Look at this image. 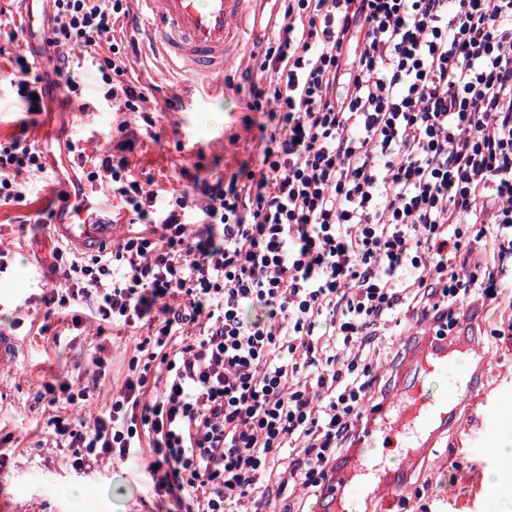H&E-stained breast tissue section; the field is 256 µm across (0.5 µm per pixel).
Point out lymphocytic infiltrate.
<instances>
[{
  "label": "lymphocytic infiltrate",
  "instance_id": "1",
  "mask_svg": "<svg viewBox=\"0 0 512 512\" xmlns=\"http://www.w3.org/2000/svg\"><path fill=\"white\" fill-rule=\"evenodd\" d=\"M283 2L247 104L263 116L251 159L161 196L101 157L87 180L135 228L85 260L57 251L45 297L77 331L146 328L109 406L57 417L52 437L78 474L143 467L179 512L319 499L383 396L380 339L409 320L452 335L477 294L500 311L491 337L512 331V0ZM128 13L54 0L49 76L12 60L27 114L51 83L88 109L77 48L105 101L144 111L113 41ZM44 167L35 144L0 140V205Z\"/></svg>",
  "mask_w": 512,
  "mask_h": 512
}]
</instances>
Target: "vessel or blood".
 I'll use <instances>...</instances> for the list:
<instances>
[{
    "mask_svg": "<svg viewBox=\"0 0 512 512\" xmlns=\"http://www.w3.org/2000/svg\"><path fill=\"white\" fill-rule=\"evenodd\" d=\"M26 30L50 35L53 0H16ZM268 0H137L143 34L172 70L214 84L250 32L251 14ZM110 208L81 185L68 188L52 231L78 255L112 243ZM24 354L19 336L0 328V377L15 371ZM492 359L470 337L427 335L409 353L398 382L348 462L327 482L314 512H394L407 491L411 463L428 454L454 422L461 403L486 400ZM447 379L442 392L434 378ZM0 512H53L50 505L0 491Z\"/></svg>",
    "mask_w": 512,
    "mask_h": 512,
    "instance_id": "vessel-or-blood-1",
    "label": "vessel or blood"
}]
</instances>
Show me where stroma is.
<instances>
[{
    "mask_svg": "<svg viewBox=\"0 0 512 512\" xmlns=\"http://www.w3.org/2000/svg\"><path fill=\"white\" fill-rule=\"evenodd\" d=\"M281 20L279 0H270L255 37L225 69L224 90L218 94L203 82L170 71L152 55L136 14L116 23L114 35L123 42L129 76L147 87L153 111L150 126L139 114L127 115L138 132L136 148L129 155L137 179L150 180L152 190L163 194L183 188L187 176L227 177L247 161L262 119L246 108L255 74L251 53L274 36ZM12 72L8 60L0 58V139L22 131L38 144L78 142L85 168L112 147L117 136L112 110L103 107L95 115H81L64 92L46 97L36 125L22 129L23 106L11 85ZM175 95L180 98L177 107H167V100ZM62 200L47 170L30 179L27 205H0V249L10 253L7 269L0 272V326L16 328L25 352L17 371L0 379V386L12 394L0 409V452L7 455L0 466V488L22 498L48 499L60 512H168V504L150 496L143 471L114 462L101 472L75 476L65 464L67 449L54 447L51 440L49 421L56 410L41 399L43 386L59 375L86 374L89 339L99 334L92 328L87 335L69 339L65 323L49 315L43 301L45 285L56 279L54 254L59 242L51 228L37 224L36 217L38 211L56 208ZM102 334L112 363L90 392L86 403L90 413L120 387L135 347L133 331ZM493 360L489 387L494 406L461 409L460 424L449 428L433 449L431 466H419L413 475L414 481L428 482L424 497L411 499L404 512H489L493 507L512 512V489L492 494L486 482L493 439L512 423V339L502 340Z\"/></svg>",
    "mask_w": 512,
    "mask_h": 512,
    "instance_id": "obj_1",
    "label": "stroma"
}]
</instances>
